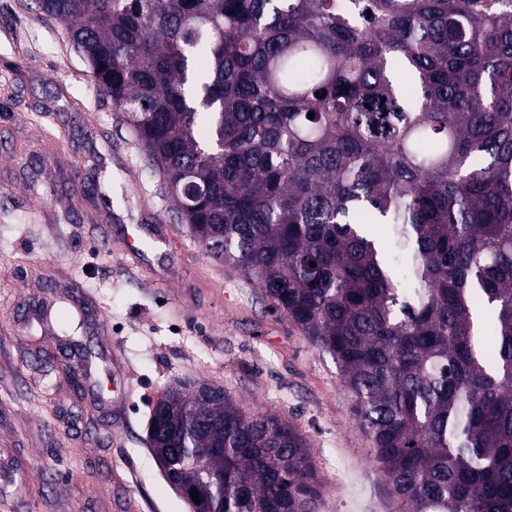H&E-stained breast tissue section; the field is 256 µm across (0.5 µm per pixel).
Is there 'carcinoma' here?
I'll return each instance as SVG.
<instances>
[{"mask_svg": "<svg viewBox=\"0 0 512 512\" xmlns=\"http://www.w3.org/2000/svg\"><path fill=\"white\" fill-rule=\"evenodd\" d=\"M35 5L195 241L336 363L398 512H512V0ZM166 421L210 512H315L280 416L188 390Z\"/></svg>", "mask_w": 512, "mask_h": 512, "instance_id": "cac0c4a2", "label": "carcinoma"}]
</instances>
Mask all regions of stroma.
Returning a JSON list of instances; mask_svg holds the SVG:
<instances>
[{
	"instance_id": "35a3bbf8",
	"label": "stroma",
	"mask_w": 512,
	"mask_h": 512,
	"mask_svg": "<svg viewBox=\"0 0 512 512\" xmlns=\"http://www.w3.org/2000/svg\"><path fill=\"white\" fill-rule=\"evenodd\" d=\"M28 4L0 0V512H193L146 430L199 381L294 425L317 512H396L332 358L204 253L65 26ZM107 235L142 238L138 260ZM78 292L98 321L30 324Z\"/></svg>"
}]
</instances>
